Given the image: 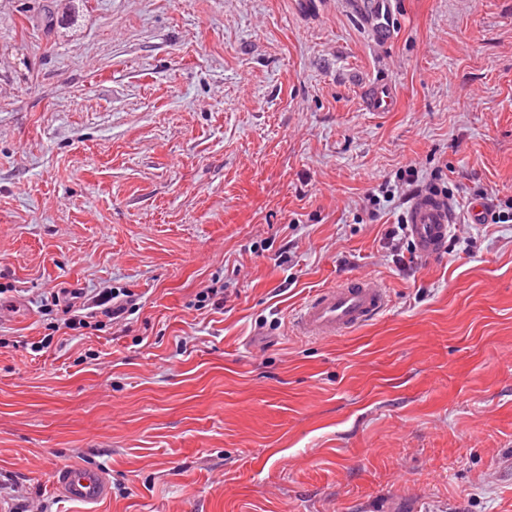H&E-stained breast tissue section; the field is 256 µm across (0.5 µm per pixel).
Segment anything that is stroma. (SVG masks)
Instances as JSON below:
<instances>
[{"mask_svg":"<svg viewBox=\"0 0 512 512\" xmlns=\"http://www.w3.org/2000/svg\"><path fill=\"white\" fill-rule=\"evenodd\" d=\"M0 0V475L95 512H512V222L399 264L362 223L419 162L512 201V0ZM397 107L370 112L376 77ZM386 285L327 340L318 288ZM221 282L222 311L198 293ZM138 294L55 333L51 289ZM365 14L378 17L376 36L379 41H387L390 35L388 20L392 18L396 0H361ZM389 292L371 278L315 290L301 305L296 329L302 336L329 339L377 320L389 307ZM56 489L66 498L86 504H96L108 495L105 474L99 470L71 466L54 477Z\"/></svg>","mask_w":512,"mask_h":512,"instance_id":"35a3bbf8","label":"stroma"}]
</instances>
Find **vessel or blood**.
<instances>
[{"instance_id":"obj_1","label":"vessel or blood","mask_w":512,"mask_h":512,"mask_svg":"<svg viewBox=\"0 0 512 512\" xmlns=\"http://www.w3.org/2000/svg\"><path fill=\"white\" fill-rule=\"evenodd\" d=\"M394 4L395 0H364L363 12L378 19L376 36L379 41L389 38ZM395 101L396 89L390 81L377 79L372 82L366 97L368 111H392ZM486 221L485 200H473L457 208L448 200L425 194L410 205L406 231L419 254L432 259L444 250L452 225L483 224ZM388 306L387 288L373 279L354 277L343 284L315 290L296 314V329L304 336L329 339L377 320ZM54 484L64 497L86 504L98 503L108 495L104 473L86 467L71 466L61 470L55 475Z\"/></svg>"}]
</instances>
